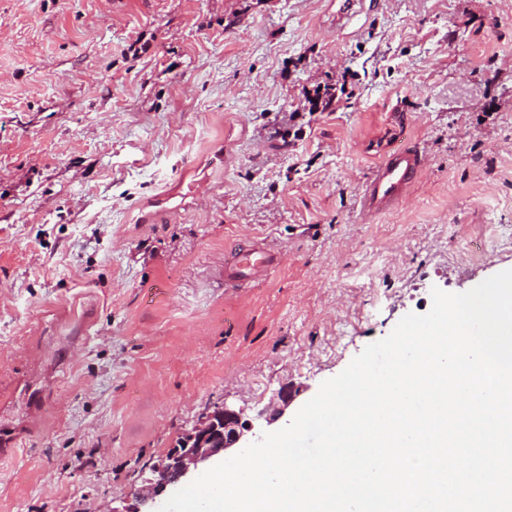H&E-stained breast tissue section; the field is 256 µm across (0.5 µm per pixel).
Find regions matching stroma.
<instances>
[{"label":"stroma","instance_id":"stroma-1","mask_svg":"<svg viewBox=\"0 0 512 512\" xmlns=\"http://www.w3.org/2000/svg\"><path fill=\"white\" fill-rule=\"evenodd\" d=\"M336 10L0 0V512H129L215 406L286 390L287 426L432 289L512 270V0ZM410 143L419 181L362 217ZM257 245L279 266L225 287ZM331 91H334L333 93ZM302 97L304 98L302 107L305 109L307 106L308 114L312 115L315 111L322 106V110L329 108L332 103L336 100L335 88L331 85L317 84L314 89V95H311L310 91L305 87L302 90ZM425 156L416 146L387 151L372 168L362 186L359 205L364 215L390 211L406 198L424 171Z\"/></svg>","mask_w":512,"mask_h":512}]
</instances>
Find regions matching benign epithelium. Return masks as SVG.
I'll list each match as a JSON object with an SVG mask.
<instances>
[{
    "instance_id": "benign-epithelium-1",
    "label": "benign epithelium",
    "mask_w": 512,
    "mask_h": 512,
    "mask_svg": "<svg viewBox=\"0 0 512 512\" xmlns=\"http://www.w3.org/2000/svg\"><path fill=\"white\" fill-rule=\"evenodd\" d=\"M280 403L273 404L259 413L272 423L284 413L288 406V392H281ZM253 429L250 421L242 419L240 413L218 405L171 448L165 461L152 469L146 479V494L139 498V504L149 507L147 512H159L155 507L157 498L168 488L201 475L214 460L224 457L232 448H240L248 442L247 436Z\"/></svg>"
}]
</instances>
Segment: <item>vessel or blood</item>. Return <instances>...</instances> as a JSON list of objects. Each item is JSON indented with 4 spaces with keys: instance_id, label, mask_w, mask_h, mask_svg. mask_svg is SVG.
Segmentation results:
<instances>
[{
    "instance_id": "1",
    "label": "vessel or blood",
    "mask_w": 512,
    "mask_h": 512,
    "mask_svg": "<svg viewBox=\"0 0 512 512\" xmlns=\"http://www.w3.org/2000/svg\"><path fill=\"white\" fill-rule=\"evenodd\" d=\"M424 167L425 156L418 147L406 145L385 152L362 186L359 196L362 213L373 216L399 206ZM276 263L277 257L271 250H237L224 265V283L236 286L241 278L263 275Z\"/></svg>"
}]
</instances>
